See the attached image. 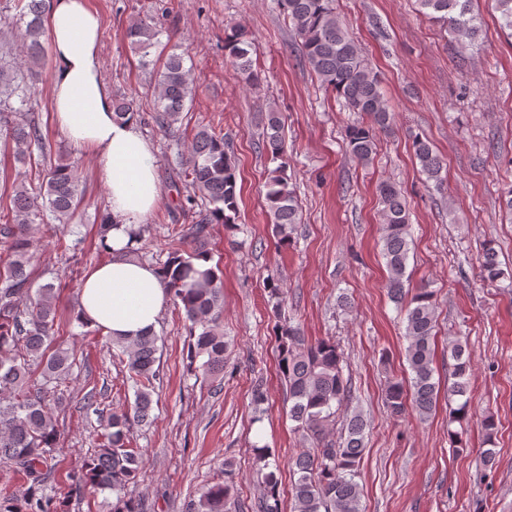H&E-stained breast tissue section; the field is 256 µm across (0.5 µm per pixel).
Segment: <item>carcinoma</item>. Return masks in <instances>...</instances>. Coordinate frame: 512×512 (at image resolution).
Listing matches in <instances>:
<instances>
[{"label":"carcinoma","instance_id":"obj_1","mask_svg":"<svg viewBox=\"0 0 512 512\" xmlns=\"http://www.w3.org/2000/svg\"><path fill=\"white\" fill-rule=\"evenodd\" d=\"M15 13L4 22L19 49L20 62L12 68L0 65V143L12 149L15 169L9 205H0V467L18 474L25 482L17 495L0 493V512H70L73 498L112 493L111 512H142L140 499L129 492L136 484L143 457L132 446L131 430L147 420L158 371L155 364L159 336L152 332L131 340H114L112 347L127 356V369L134 388L129 408L103 414L89 394L87 407L103 420L100 442L80 469L69 476L68 491L55 490L50 480L54 459L59 411L64 408L61 386L73 366V349L56 343V302L59 286L42 284L31 293L32 275L38 262L35 224L54 223L57 230L71 223L83 200L75 166L62 159L47 160L45 138L31 113L34 94L48 60L50 46L45 39L44 19L48 0H13ZM334 0H277L300 42L302 60L321 85L343 100L361 116L346 132L351 155L359 162L371 161L380 133L394 125L381 92V82L364 55L336 16ZM500 14V27L512 36V0H493ZM428 16L441 23L466 48L479 37L480 24L472 0H418ZM163 30L153 19H140L127 31L142 67L151 65V49L159 44ZM257 49L240 28L224 35L226 60L249 87L260 84L255 67ZM159 89L152 120L170 130L181 113L193 102L195 86L185 67L184 53L171 52L155 74ZM19 106H14L12 99ZM118 119L137 113L128 97L114 101ZM420 171L436 187L443 183L444 161L431 143L422 138L412 142ZM261 149L275 164L265 183L264 203L278 242L288 243L301 223L300 206L286 169L283 125L278 113L265 115ZM184 180L208 205L194 224L174 229L170 251L162 272L166 288L184 311L190 342L187 360L192 372L213 376L224 372L227 345L220 330L224 314L222 272L218 266L205 270L199 260L210 261L212 225H224L227 236L237 231L239 209L237 177L224 137L201 125L181 157ZM382 219L383 257L388 270L387 293L404 312L408 346L405 358L411 377L404 383L388 381L384 400L392 417L412 408L424 421L436 408L440 382L434 377L432 339L435 327L433 291L410 288L407 264L410 252L409 205L392 183L378 188ZM482 279L490 284L512 283V270L498 258L493 241L484 242L479 256ZM275 332L279 341L278 368L288 396V417L294 431L314 445L294 460L292 512H362L358 478L365 450L367 422L360 412L340 416L343 404L353 400L349 379L343 374V356L330 339L310 340L299 324L282 315L285 293L270 282ZM453 370L448 377V402H457L452 421L460 422L470 413L471 355L459 341L448 349ZM267 396L261 384L252 388L254 421L266 412ZM340 431L334 432L336 423ZM485 432L482 456L492 465L496 459L493 437L496 422L488 415L481 421ZM256 473L262 483L261 496L250 505L255 512H281L280 483L272 469L271 453L265 445H253ZM185 512H240L234 496V473L224 467V482L203 489L186 504Z\"/></svg>","mask_w":512,"mask_h":512}]
</instances>
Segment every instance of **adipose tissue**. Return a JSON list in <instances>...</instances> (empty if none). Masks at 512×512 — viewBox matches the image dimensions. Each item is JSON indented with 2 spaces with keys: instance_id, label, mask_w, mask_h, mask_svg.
I'll return each mask as SVG.
<instances>
[{
  "instance_id": "adipose-tissue-1",
  "label": "adipose tissue",
  "mask_w": 512,
  "mask_h": 512,
  "mask_svg": "<svg viewBox=\"0 0 512 512\" xmlns=\"http://www.w3.org/2000/svg\"><path fill=\"white\" fill-rule=\"evenodd\" d=\"M46 27L56 123L72 143L93 151L113 222L106 239L112 259L83 278L78 313L113 338L139 336L157 328L169 300L157 268L127 249L130 229L159 201L157 160L137 120L114 115L102 74L101 23L89 0H50Z\"/></svg>"
}]
</instances>
